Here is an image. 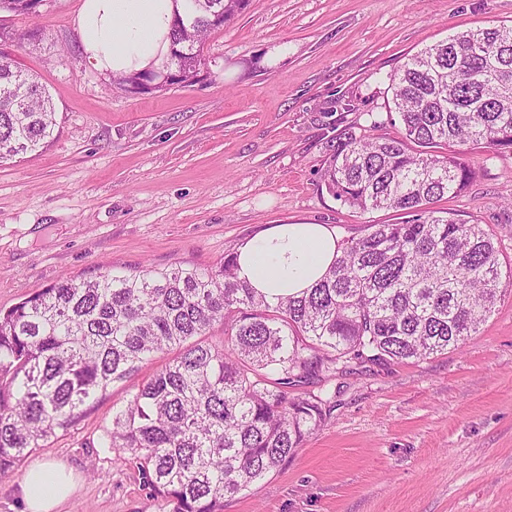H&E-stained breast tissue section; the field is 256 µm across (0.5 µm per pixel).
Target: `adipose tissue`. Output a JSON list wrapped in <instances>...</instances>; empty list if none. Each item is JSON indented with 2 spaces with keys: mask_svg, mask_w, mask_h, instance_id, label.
<instances>
[{
  "mask_svg": "<svg viewBox=\"0 0 512 512\" xmlns=\"http://www.w3.org/2000/svg\"><path fill=\"white\" fill-rule=\"evenodd\" d=\"M175 8L174 0H82L73 26L87 66L115 76L158 68L169 51ZM336 254L333 228L278 224L239 247L237 275L272 301L312 287ZM76 486L65 464L30 465L20 482L25 512H58Z\"/></svg>",
  "mask_w": 512,
  "mask_h": 512,
  "instance_id": "obj_1",
  "label": "adipose tissue"
}]
</instances>
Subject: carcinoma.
<instances>
[{"label":"carcinoma","mask_w":512,"mask_h":512,"mask_svg":"<svg viewBox=\"0 0 512 512\" xmlns=\"http://www.w3.org/2000/svg\"><path fill=\"white\" fill-rule=\"evenodd\" d=\"M245 2L184 0L169 53L180 82L194 81L204 37ZM32 4L0 0V10L29 16ZM391 80L398 135L340 133L324 182L354 209L403 220L337 242L328 272L301 295L270 303L238 279L230 254L210 269L107 270L0 309V475L174 351L112 410L104 447L130 452L172 512H223L324 424L327 400L290 397L288 386L426 359L475 335L512 286V262L502 270L495 234L434 204L474 175L452 147L512 151V26L456 32ZM55 125L37 77L0 56V161L44 147Z\"/></svg>","instance_id":"obj_1"}]
</instances>
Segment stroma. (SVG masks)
Returning <instances> with one entry per match:
<instances>
[{
  "mask_svg": "<svg viewBox=\"0 0 512 512\" xmlns=\"http://www.w3.org/2000/svg\"><path fill=\"white\" fill-rule=\"evenodd\" d=\"M82 0L0 31L39 30L19 52L56 106L38 151L0 162V309L108 269L215 266L273 225L327 224L337 238L398 222L325 187L328 145L349 129H400L390 76L450 34L512 25V0H249L214 31L196 80L131 93L88 68L72 22ZM475 170L441 209L497 237L512 260V152L462 146ZM324 425L224 512H512V290L458 350L366 365L322 388ZM114 385L27 463L80 477L62 512H172L132 455L102 447Z\"/></svg>",
  "mask_w": 512,
  "mask_h": 512,
  "instance_id": "1",
  "label": "stroma"
}]
</instances>
